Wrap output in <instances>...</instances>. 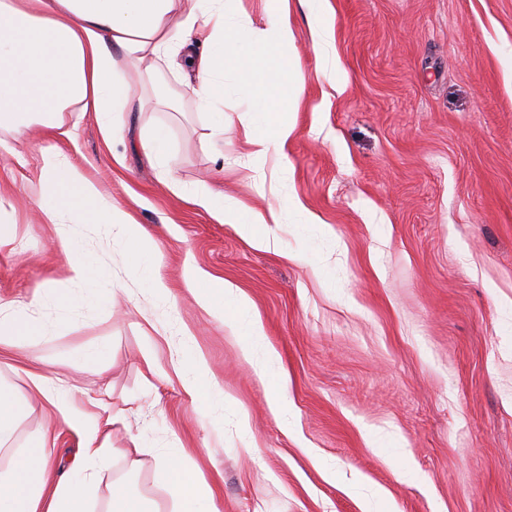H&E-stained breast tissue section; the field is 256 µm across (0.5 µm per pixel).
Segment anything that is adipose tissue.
<instances>
[{
    "mask_svg": "<svg viewBox=\"0 0 512 512\" xmlns=\"http://www.w3.org/2000/svg\"><path fill=\"white\" fill-rule=\"evenodd\" d=\"M235 16V0H195L188 10L182 0H0V124L21 133L37 125L46 136L66 138L70 132L62 114L75 105L95 113L102 129L115 134V113L143 112L154 105L152 97L135 93V84H148L157 71L181 62L195 75L191 92L212 131L237 124L252 158L283 154L294 131L284 109L296 103L302 84L292 52L288 0H265L259 26L237 22ZM228 74L243 100L233 114L224 104ZM40 183V212L47 223H58L68 210L108 226L111 236L135 257L133 278L146 275L151 244L140 225L68 166L59 150L42 152ZM190 200L255 242L260 225L280 221L276 211L254 212L226 193L207 190ZM58 248L72 283L95 289L100 298L115 299L105 274L92 266L76 241L60 237ZM190 293L231 329L250 336L252 346H261L262 323L232 284L196 274ZM48 301L62 308L69 305L65 295L51 291L29 302L1 301L0 346L42 336L27 309ZM28 381L64 422L81 429L82 449L62 477L54 476L49 466L45 437L14 449L8 468L0 470V512H91L97 478L113 451L108 429L124 417L111 414L104 424H85L66 394L63 378L32 372ZM161 463L176 512H217L211 487L186 472L176 451H169Z\"/></svg>",
    "mask_w": 512,
    "mask_h": 512,
    "instance_id": "adipose-tissue-1",
    "label": "adipose tissue"
}]
</instances>
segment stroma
Returning a JSON list of instances; mask_svg holds the SVG:
<instances>
[{
  "label": "stroma",
  "instance_id": "35a3bbf8",
  "mask_svg": "<svg viewBox=\"0 0 512 512\" xmlns=\"http://www.w3.org/2000/svg\"><path fill=\"white\" fill-rule=\"evenodd\" d=\"M332 2L335 66L290 4L303 84L283 158L249 160L241 127L212 134L166 68L163 105L117 113L114 138L73 108L68 140L0 127V299L78 300L32 308L45 334L0 349V385L24 405L16 445L47 435L54 468L79 455L82 434L27 372L66 371L77 410L102 399L124 413L98 512L117 480L171 512L158 456L172 447L217 512H512V0ZM145 128L167 132L166 167L144 155ZM52 145L140 224L167 296L130 278L132 257L105 227L40 218ZM202 184L281 210L268 246L188 202ZM292 198L316 223H297ZM62 230L119 288L114 303L69 281L52 248ZM196 270L247 295L278 365L259 372L248 336L194 301ZM102 345L110 355L87 361ZM195 355L222 398L185 393L175 366Z\"/></svg>",
  "mask_w": 512,
  "mask_h": 512
}]
</instances>
